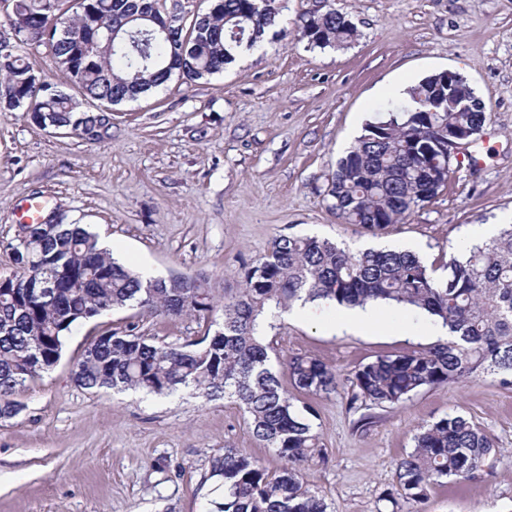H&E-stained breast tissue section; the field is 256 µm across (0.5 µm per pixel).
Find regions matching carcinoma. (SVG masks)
I'll list each match as a JSON object with an SVG mask.
<instances>
[{
    "instance_id": "cac0c4a2",
    "label": "carcinoma",
    "mask_w": 512,
    "mask_h": 512,
    "mask_svg": "<svg viewBox=\"0 0 512 512\" xmlns=\"http://www.w3.org/2000/svg\"><path fill=\"white\" fill-rule=\"evenodd\" d=\"M162 13L169 0H10L31 32L23 48L42 45L40 30L60 28L51 44L56 67L84 96L98 102L82 110L48 81L35 87V68L13 51L0 55V110L24 109L30 121L92 130L98 111L132 102L177 75L196 82L220 73L244 49H252L279 25L277 0H212L205 13L168 36L141 19L137 6ZM101 35L86 47L90 29ZM297 35L313 48L356 40L357 29L328 6L300 17ZM406 100L379 107L385 118L366 124L338 160L329 196L347 224L385 233L435 197L447 178L441 146L454 131L484 125L485 113L462 110L458 89L425 79ZM434 111H424V104ZM13 279L0 284V417L21 411L14 394L52 370L73 326L94 313L137 307L149 314L208 319L222 312L214 333L185 342L159 343L128 331L90 339L73 369L86 390H140L167 395L190 388L206 400H234L254 438L285 462L271 474L258 460L226 450L213 460L221 492L207 512H327V504L302 481V466L319 437L297 410L281 381L308 396L337 392L331 367L319 359L281 355L260 335L270 304L287 311L295 301L329 300L348 307L388 303L420 310L448 336L419 351L379 356L355 372L350 403L366 409L399 405L424 387H440L487 372L512 385V227L452 257L446 274L434 277L405 251H352L328 239L281 235L245 270L237 295L218 306L209 282L199 276L142 279L99 247L82 224L20 228L11 241ZM47 285L39 297L24 285L25 273ZM414 450L396 465L398 501L421 504L444 478L466 479L499 454L490 436L459 414L422 425Z\"/></svg>"
}]
</instances>
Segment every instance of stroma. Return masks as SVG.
<instances>
[{
    "mask_svg": "<svg viewBox=\"0 0 512 512\" xmlns=\"http://www.w3.org/2000/svg\"><path fill=\"white\" fill-rule=\"evenodd\" d=\"M358 31L339 48H313L294 30L319 0H287L288 38L268 35L222 73L171 78L112 109V136L95 143L43 130L24 112H0V275L14 272L8 242L29 200L65 224H85L113 255L153 277L203 273L215 301L232 296L247 266L282 235L328 238L353 251L413 249L441 275L463 242L491 237L512 214V0H332ZM460 74L486 115L471 147L424 206L385 234L344 223L328 190L336 163L379 119L378 105L445 71ZM306 316L269 309L267 341L336 371L335 395L311 399L320 446L302 473L328 512H408L392 506L396 464L419 425L461 414L500 455L461 480L435 484L423 512H512V385L498 376L424 388L375 410L361 431L351 378L381 355L423 349L444 333L427 314L381 304L380 325L334 331L340 307L317 300ZM158 341L202 335L194 318L116 309L76 327L57 365L16 395L22 412L0 419V512H205L213 458L234 448L269 473L283 460L252 435L239 406L191 391L168 396L89 391L71 368L99 330Z\"/></svg>",
    "mask_w": 512,
    "mask_h": 512,
    "instance_id": "stroma-1",
    "label": "stroma"
}]
</instances>
